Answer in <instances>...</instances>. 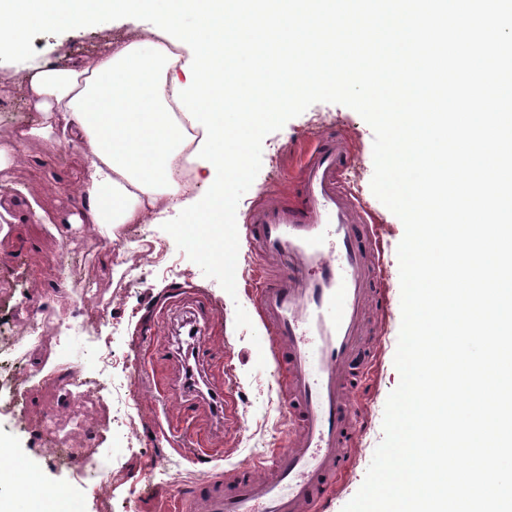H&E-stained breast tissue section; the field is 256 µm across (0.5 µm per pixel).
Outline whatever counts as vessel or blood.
<instances>
[{
    "label": "vessel or blood",
    "mask_w": 512,
    "mask_h": 512,
    "mask_svg": "<svg viewBox=\"0 0 512 512\" xmlns=\"http://www.w3.org/2000/svg\"><path fill=\"white\" fill-rule=\"evenodd\" d=\"M298 146L288 197L269 190L243 221L263 263L253 293L286 395L288 445L268 465L199 475L180 512H326L355 464V393L381 355L362 318L368 305L387 304L380 236L347 187L345 134L306 135Z\"/></svg>",
    "instance_id": "obj_1"
}]
</instances>
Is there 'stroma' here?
Instances as JSON below:
<instances>
[{
	"label": "stroma",
	"mask_w": 512,
	"mask_h": 512,
	"mask_svg": "<svg viewBox=\"0 0 512 512\" xmlns=\"http://www.w3.org/2000/svg\"><path fill=\"white\" fill-rule=\"evenodd\" d=\"M144 29V24L119 19L100 29L39 35L32 40L34 60L89 59L108 42L143 36ZM26 87V71L0 62V149L16 122L30 120ZM336 128L345 131L357 157L348 173L350 188L378 220L381 273L391 306L382 313L371 306L365 313L366 339L379 343L381 361L371 388L362 394L366 411L355 422L356 463L329 512H342L361 487L383 439L386 400L400 381L394 355L401 325L397 246L404 226L371 190V127L344 105L313 104L264 139L261 170L236 210L244 217L264 190L287 189L298 134ZM83 179L78 150L36 138L0 170V335L14 339L20 372L32 378L21 412L0 394V440L9 443V455L39 474L43 485L66 489L73 512H165L201 473L260 461L288 443L274 362L257 368L258 350L250 340L254 334L266 339L267 331L257 319L248 330L235 326L237 308L255 312L245 282L257 257L240 244L236 292L228 294L162 230L174 212L125 225L114 237L95 224L71 223L82 207ZM72 266L100 300L97 329L70 315L76 291L65 277ZM33 312L45 321L37 345L20 340ZM189 321L206 329L223 351L207 366L208 391L202 395L183 382L179 347ZM60 322L76 332L58 343L52 334ZM74 368L81 371L85 390L68 388ZM120 394L129 399V416L100 426ZM221 395L228 401L220 412L213 399ZM80 412L89 422L70 431L72 458L60 463L49 451L51 435L42 420L53 416L65 422ZM169 425L188 426L206 447L216 449V458L197 462L187 448L169 441L163 432Z\"/></svg>",
	"instance_id": "stroma-1"
}]
</instances>
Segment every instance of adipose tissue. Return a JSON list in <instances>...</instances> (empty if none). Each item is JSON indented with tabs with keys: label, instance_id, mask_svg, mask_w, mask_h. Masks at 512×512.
<instances>
[{
	"label": "adipose tissue",
	"instance_id": "adipose-tissue-1",
	"mask_svg": "<svg viewBox=\"0 0 512 512\" xmlns=\"http://www.w3.org/2000/svg\"><path fill=\"white\" fill-rule=\"evenodd\" d=\"M164 36L113 47L89 60L28 65L35 117L24 135L81 145L86 179L80 224H141L156 211L183 203L194 191L173 175L187 146L186 126L175 118V79L187 48L171 52ZM0 512H70L67 491L45 492L38 475L18 484L0 469Z\"/></svg>",
	"mask_w": 512,
	"mask_h": 512
}]
</instances>
